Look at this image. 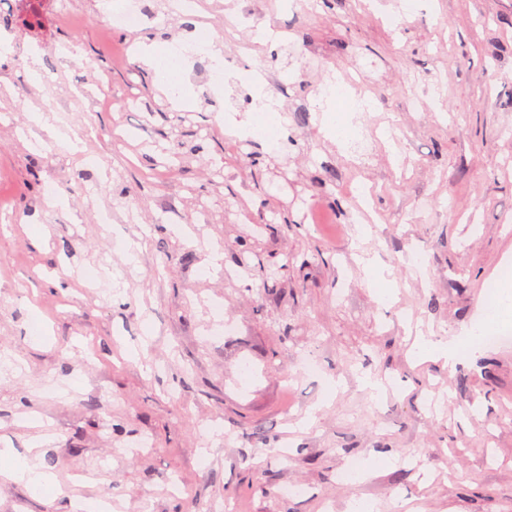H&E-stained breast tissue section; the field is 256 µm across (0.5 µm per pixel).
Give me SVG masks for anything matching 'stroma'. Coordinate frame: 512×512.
<instances>
[{
  "label": "stroma",
  "instance_id": "stroma-1",
  "mask_svg": "<svg viewBox=\"0 0 512 512\" xmlns=\"http://www.w3.org/2000/svg\"><path fill=\"white\" fill-rule=\"evenodd\" d=\"M277 3L143 0L130 30L106 23L122 0H0V447L69 492L0 482V512H512V342L412 353L465 336L512 268V0ZM196 35L262 86L191 55L176 98L125 51ZM338 70L371 83L364 167L326 125L348 98L303 104ZM258 91L280 144L234 132ZM418 353L427 358L444 359L446 362L452 360L456 354V347L453 342H448V348L434 342L425 336H420L417 342Z\"/></svg>",
  "mask_w": 512,
  "mask_h": 512
}]
</instances>
